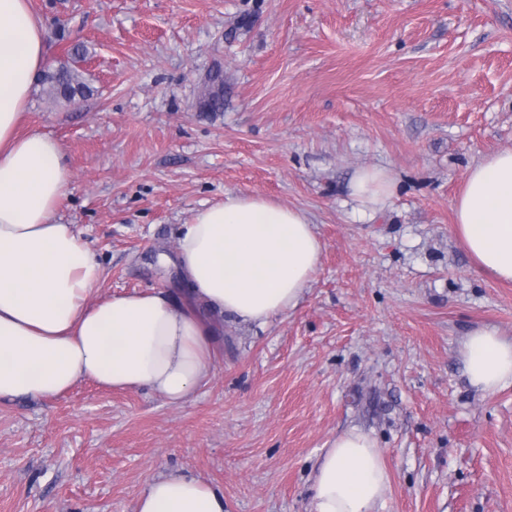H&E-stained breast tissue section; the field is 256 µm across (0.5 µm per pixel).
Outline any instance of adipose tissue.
I'll return each mask as SVG.
<instances>
[{
	"label": "adipose tissue",
	"mask_w": 512,
	"mask_h": 512,
	"mask_svg": "<svg viewBox=\"0 0 512 512\" xmlns=\"http://www.w3.org/2000/svg\"><path fill=\"white\" fill-rule=\"evenodd\" d=\"M45 26L30 0H0V402L50 399L77 383L133 391L171 404L207 386L224 342V315L267 324L295 310L319 264L308 214L260 195L228 193L181 226L173 255L179 293L96 297L101 265L55 213L71 173L60 144L21 133L44 62ZM350 195L373 217L395 193L384 168L357 170ZM457 235L477 268L512 283V151L486 156L452 203ZM469 384L482 395L512 385V340L473 329L462 344ZM391 488L383 451L358 429L319 456L308 512H377ZM136 512H224V492L178 473L158 476Z\"/></svg>",
	"instance_id": "1"
}]
</instances>
